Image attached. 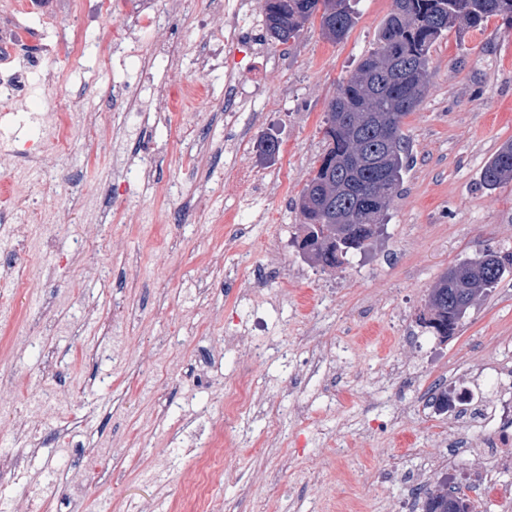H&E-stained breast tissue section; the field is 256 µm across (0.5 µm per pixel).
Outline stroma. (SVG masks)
I'll list each match as a JSON object with an SVG mask.
<instances>
[{"label": "stroma", "instance_id": "1", "mask_svg": "<svg viewBox=\"0 0 512 512\" xmlns=\"http://www.w3.org/2000/svg\"><path fill=\"white\" fill-rule=\"evenodd\" d=\"M338 43L318 22L288 44L254 29L228 51L250 107L224 111V77L160 58L147 78L207 81L197 126L216 153L189 160L171 119L124 122L116 86L140 65L124 53L120 15L100 24L112 39L96 76L74 77L67 45L45 61L55 74L0 121V145L25 139L13 178L34 182L65 224H31L11 245L15 274L0 278V507L28 512H190L201 485L209 512H402L424 454H446L444 424L424 399L459 369L512 366V273L471 307L453 336L425 327L442 273L487 247L512 251V183L481 184L485 164L512 139V27L449 29L431 51V79L403 120L412 164L378 236L330 268L299 247L296 201L324 149L323 121L338 85L372 51L394 0H357ZM206 0L175 15L170 33L186 56L217 31L202 26ZM53 100L93 113L114 132L108 151L75 136L51 168L41 116ZM280 143L265 161L260 141ZM266 174L248 191L236 169ZM211 190L215 224L191 214ZM256 209L269 220L251 222ZM257 289V302L245 300ZM207 354L210 388L196 387ZM56 375L45 378V365ZM262 391L266 413L224 420L239 382ZM224 438L217 473L199 478L208 433ZM414 438L417 452L406 449Z\"/></svg>", "mask_w": 512, "mask_h": 512}]
</instances>
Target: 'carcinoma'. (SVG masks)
<instances>
[{
  "mask_svg": "<svg viewBox=\"0 0 512 512\" xmlns=\"http://www.w3.org/2000/svg\"><path fill=\"white\" fill-rule=\"evenodd\" d=\"M376 47L338 87L325 113V149L299 208L308 230L307 254L318 264L339 267L352 251L368 247L385 223L410 159L402 124L416 110L430 83L431 49L448 29H482L492 17L512 19L507 0H394ZM267 37L286 44L305 24L320 19L324 35L342 40L354 26L351 0H264ZM392 130L383 142L381 130ZM495 189L512 181V139L504 141L481 174ZM382 197L375 210L364 207ZM497 251L485 248L448 268L428 295L427 307L444 336L454 333L468 310L505 274ZM422 512H470L467 501L442 486L425 490Z\"/></svg>",
  "mask_w": 512,
  "mask_h": 512,
  "instance_id": "cac0c4a2",
  "label": "carcinoma"
}]
</instances>
